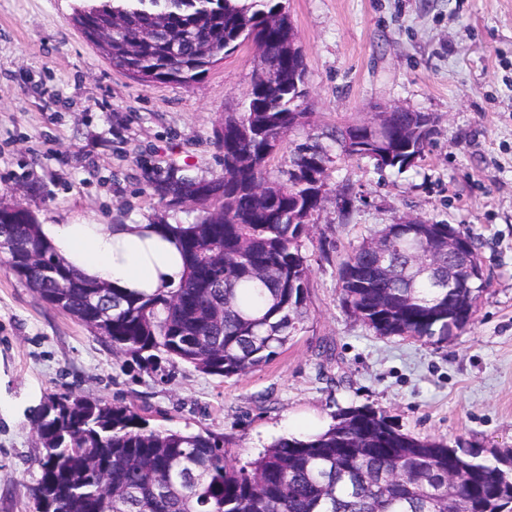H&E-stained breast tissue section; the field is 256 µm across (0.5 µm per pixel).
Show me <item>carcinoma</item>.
Listing matches in <instances>:
<instances>
[{
  "label": "carcinoma",
  "mask_w": 512,
  "mask_h": 512,
  "mask_svg": "<svg viewBox=\"0 0 512 512\" xmlns=\"http://www.w3.org/2000/svg\"><path fill=\"white\" fill-rule=\"evenodd\" d=\"M76 21L112 68L141 82L184 86L234 52L239 40L262 39V62L274 80L254 83L245 111L215 127L221 173L195 178L174 162L141 167L164 209L197 212L191 224L158 225L177 237L185 281L161 294L112 298V330L103 340L117 356L154 365L166 356L225 378L268 363L304 329L311 268L303 252L310 218L323 197L312 176L332 162L316 140L295 145L286 179L270 166L307 112H290L295 65L281 55L295 37L281 0H81ZM419 112H394L387 139L368 136L365 122L336 128L339 155L406 171L433 138ZM23 204L0 198V250L10 271L46 304L85 326L95 284L78 278L36 236ZM446 224H388L362 239L339 267L341 302L380 336H414L438 345L461 332L458 311L478 295L448 297ZM39 477L29 488L36 512H446L448 466L466 470L454 487L471 512L512 504V468L475 455L465 443L403 432L369 405L339 410L318 435L282 437L254 460L230 466L224 435L149 427L134 405L60 394L38 409Z\"/></svg>",
  "instance_id": "cac0c4a2"
}]
</instances>
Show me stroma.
<instances>
[{
  "label": "stroma",
  "instance_id": "stroma-1",
  "mask_svg": "<svg viewBox=\"0 0 512 512\" xmlns=\"http://www.w3.org/2000/svg\"><path fill=\"white\" fill-rule=\"evenodd\" d=\"M302 49L310 125L292 142L398 105L432 114L418 167L377 172L334 159L305 253L303 330L267 365L218 378L181 362L116 359L78 320L0 262V512H35L31 419L69 393L147 408L151 426L224 434L228 463L254 459L305 420L370 405L420 439L512 449V0H283ZM78 0H0V191L42 224L150 222L158 198L139 162L220 172L213 129L257 76L244 44L187 88L114 71L74 21ZM354 186L348 220L336 188ZM459 226L490 284L475 321L445 344L380 336L340 300L338 263L362 236L402 220Z\"/></svg>",
  "mask_w": 512,
  "mask_h": 512
}]
</instances>
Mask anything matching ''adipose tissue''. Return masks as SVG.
Here are the masks:
<instances>
[{
	"label": "adipose tissue",
	"mask_w": 512,
	"mask_h": 512,
	"mask_svg": "<svg viewBox=\"0 0 512 512\" xmlns=\"http://www.w3.org/2000/svg\"><path fill=\"white\" fill-rule=\"evenodd\" d=\"M37 233L82 279L132 296L179 287L187 275L175 239L156 224H41Z\"/></svg>",
	"instance_id": "1"
}]
</instances>
